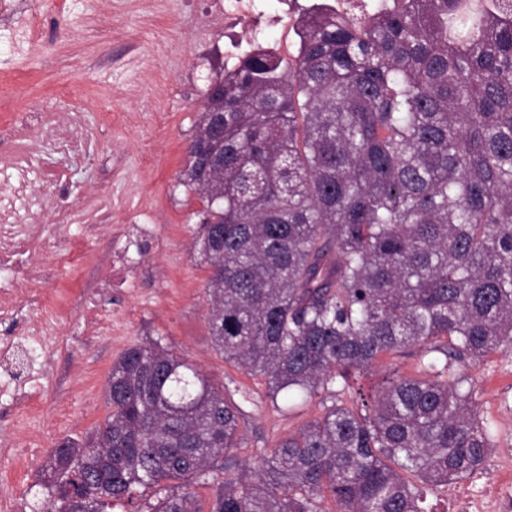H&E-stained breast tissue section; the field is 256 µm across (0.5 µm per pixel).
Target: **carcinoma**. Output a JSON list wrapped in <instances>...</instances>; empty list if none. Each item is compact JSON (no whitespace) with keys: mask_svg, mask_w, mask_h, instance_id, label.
Masks as SVG:
<instances>
[{"mask_svg":"<svg viewBox=\"0 0 512 512\" xmlns=\"http://www.w3.org/2000/svg\"><path fill=\"white\" fill-rule=\"evenodd\" d=\"M297 56L258 51L217 76L180 181L213 224L215 350L272 397L334 402L282 439L266 477L218 479L239 447L236 406L153 343L123 352L112 412L50 458L57 512H427L425 490L494 445L462 368L512 350V0H386L356 23L322 9ZM411 345L427 378L389 381L366 413L348 375ZM415 475L426 485L407 482Z\"/></svg>","mask_w":512,"mask_h":512,"instance_id":"cac0c4a2","label":"carcinoma"}]
</instances>
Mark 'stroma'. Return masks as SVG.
Instances as JSON below:
<instances>
[{
	"mask_svg": "<svg viewBox=\"0 0 512 512\" xmlns=\"http://www.w3.org/2000/svg\"><path fill=\"white\" fill-rule=\"evenodd\" d=\"M0 131L26 130L39 114L81 112L96 131L79 156L44 139L40 157L66 172L70 224L40 217V243L0 272V499L46 512L54 498L45 471L64 441L84 440L110 413L106 384L128 348L154 342L185 358L238 408L232 455L259 471L272 448L322 415L326 390L272 399L264 377L224 361L212 342L198 255L197 194L180 184L187 145L207 90L224 70V19L206 0H0ZM154 224L151 238L123 234L125 220ZM37 331L29 361L17 336ZM424 358L411 346L381 358L353 390L379 394L385 380L416 377ZM481 415L512 435V352L466 367Z\"/></svg>",
	"mask_w": 512,
	"mask_h": 512,
	"instance_id": "stroma-1",
	"label": "stroma"
}]
</instances>
